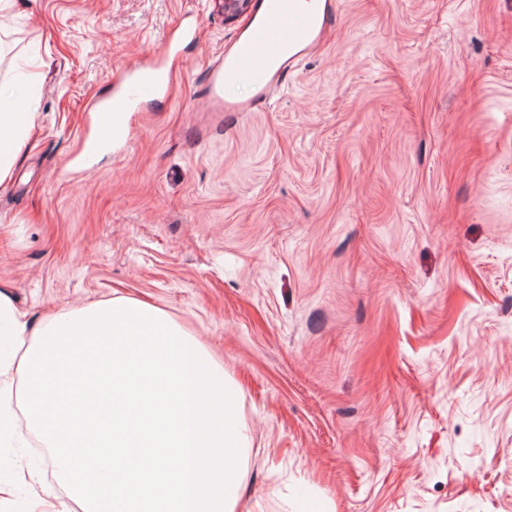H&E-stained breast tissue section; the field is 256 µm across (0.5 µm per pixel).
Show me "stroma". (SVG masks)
<instances>
[{
  "label": "stroma",
  "instance_id": "obj_1",
  "mask_svg": "<svg viewBox=\"0 0 512 512\" xmlns=\"http://www.w3.org/2000/svg\"><path fill=\"white\" fill-rule=\"evenodd\" d=\"M258 111L203 112L247 16L215 0H14L33 86L0 186V289L32 326L116 297L221 364L266 512H512V0H335ZM193 25L195 37L181 30ZM146 86L122 151L91 103ZM58 498L40 436L14 451Z\"/></svg>",
  "mask_w": 512,
  "mask_h": 512
}]
</instances>
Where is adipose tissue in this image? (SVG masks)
I'll list each match as a JSON object with an SVG mask.
<instances>
[{
    "label": "adipose tissue",
    "instance_id": "obj_1",
    "mask_svg": "<svg viewBox=\"0 0 512 512\" xmlns=\"http://www.w3.org/2000/svg\"><path fill=\"white\" fill-rule=\"evenodd\" d=\"M35 119L30 94L0 92V185L9 181L19 164ZM18 489L26 493L29 512H71L66 502L55 504L45 498L44 485L30 467L17 466L10 481L0 484V494Z\"/></svg>",
    "mask_w": 512,
    "mask_h": 512
}]
</instances>
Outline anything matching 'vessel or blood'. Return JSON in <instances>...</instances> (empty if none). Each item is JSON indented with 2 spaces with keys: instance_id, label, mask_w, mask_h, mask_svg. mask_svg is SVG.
Segmentation results:
<instances>
[{
  "instance_id": "1",
  "label": "vessel or blood",
  "mask_w": 512,
  "mask_h": 512,
  "mask_svg": "<svg viewBox=\"0 0 512 512\" xmlns=\"http://www.w3.org/2000/svg\"><path fill=\"white\" fill-rule=\"evenodd\" d=\"M335 23L334 0H315L306 11L298 7L296 0H256L247 27L206 69V101L224 112L257 111L274 91L282 88L289 72ZM240 85L251 89L249 99L226 96V89ZM140 89L141 79L135 71L114 84L111 98L97 109L101 138L125 132L127 116L137 107Z\"/></svg>"
}]
</instances>
